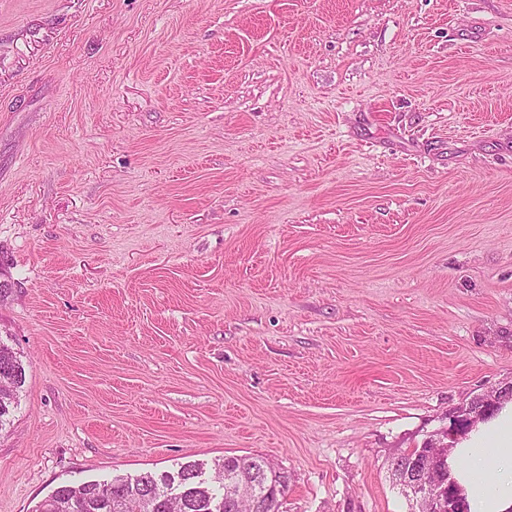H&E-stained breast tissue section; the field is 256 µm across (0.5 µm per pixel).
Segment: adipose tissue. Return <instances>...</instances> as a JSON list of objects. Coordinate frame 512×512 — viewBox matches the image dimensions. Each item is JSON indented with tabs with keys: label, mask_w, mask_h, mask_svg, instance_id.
Segmentation results:
<instances>
[{
	"label": "adipose tissue",
	"mask_w": 512,
	"mask_h": 512,
	"mask_svg": "<svg viewBox=\"0 0 512 512\" xmlns=\"http://www.w3.org/2000/svg\"><path fill=\"white\" fill-rule=\"evenodd\" d=\"M447 462L468 512H512V400L455 439Z\"/></svg>",
	"instance_id": "obj_1"
}]
</instances>
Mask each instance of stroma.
Listing matches in <instances>:
<instances>
[{
  "label": "stroma",
  "instance_id": "obj_1",
  "mask_svg": "<svg viewBox=\"0 0 512 512\" xmlns=\"http://www.w3.org/2000/svg\"><path fill=\"white\" fill-rule=\"evenodd\" d=\"M0 512L259 455L409 512L512 384V0H0ZM5 364L8 365L5 368ZM8 371L14 379L15 393L12 400L0 401V432L13 421L15 412L20 404V394L26 382V370L21 359L13 347L0 340V372ZM512 395V385L504 386L498 389V391L495 392V394L491 395H481L477 397L478 403L480 407L478 409H475L473 412H459L455 411L454 414H449L448 418H455L461 420L463 424H465L467 421H475L479 417H481V413L485 411L487 408L495 406L497 403H499V400L503 396H509ZM459 415V418H456Z\"/></svg>",
  "mask_w": 512,
  "mask_h": 512
}]
</instances>
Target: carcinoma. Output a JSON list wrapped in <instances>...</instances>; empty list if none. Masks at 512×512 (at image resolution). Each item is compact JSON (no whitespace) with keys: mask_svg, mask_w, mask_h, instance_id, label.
<instances>
[{"mask_svg":"<svg viewBox=\"0 0 512 512\" xmlns=\"http://www.w3.org/2000/svg\"><path fill=\"white\" fill-rule=\"evenodd\" d=\"M8 371L14 379L15 393L11 400L0 401V431L11 424L20 404V394L26 382V370L13 347L0 340V372ZM261 456L241 455L232 459L229 477H224V463L214 465L216 478L197 481L202 464L194 461L179 466L175 471L161 473L147 471L143 480L111 478L102 481L66 483L55 488L38 503L35 512H206L205 506L224 501L225 489L231 484L252 479L256 491L266 492L272 485H288L285 473L268 467ZM180 484L190 490L186 506L168 497L169 489ZM235 512H279V505L257 503L254 497L244 499Z\"/></svg>","mask_w":512,"mask_h":512,"instance_id":"obj_1","label":"carcinoma"}]
</instances>
